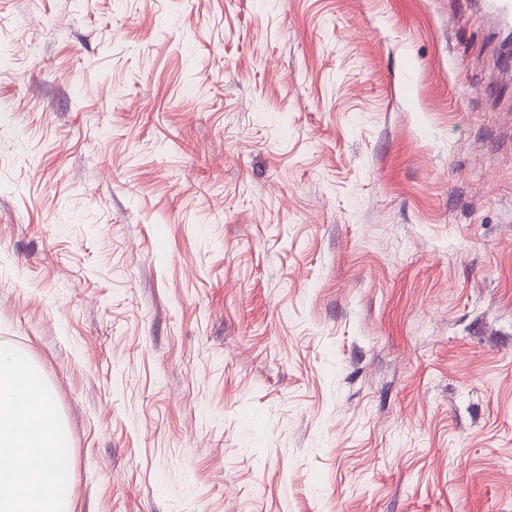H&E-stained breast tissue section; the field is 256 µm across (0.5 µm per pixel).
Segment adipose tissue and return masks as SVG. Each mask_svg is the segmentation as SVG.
<instances>
[{"label": "adipose tissue", "mask_w": 512, "mask_h": 512, "mask_svg": "<svg viewBox=\"0 0 512 512\" xmlns=\"http://www.w3.org/2000/svg\"><path fill=\"white\" fill-rule=\"evenodd\" d=\"M63 435L33 366L0 348V512H71Z\"/></svg>", "instance_id": "obj_1"}]
</instances>
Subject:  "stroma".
Masks as SVG:
<instances>
[{"instance_id": "35a3bbf8", "label": "stroma", "mask_w": 512, "mask_h": 512, "mask_svg": "<svg viewBox=\"0 0 512 512\" xmlns=\"http://www.w3.org/2000/svg\"><path fill=\"white\" fill-rule=\"evenodd\" d=\"M503 31L0 0V348L74 512H512Z\"/></svg>"}]
</instances>
